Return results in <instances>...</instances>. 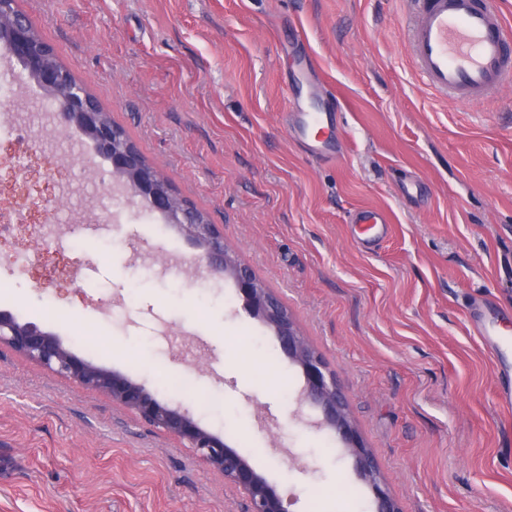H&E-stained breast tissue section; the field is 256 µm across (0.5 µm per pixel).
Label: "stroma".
<instances>
[{"label":"stroma","mask_w":512,"mask_h":512,"mask_svg":"<svg viewBox=\"0 0 512 512\" xmlns=\"http://www.w3.org/2000/svg\"><path fill=\"white\" fill-rule=\"evenodd\" d=\"M44 42L296 317L403 512H512V411L468 313L512 333V107L425 86L402 0H18ZM329 112L313 155L288 101ZM0 52V309L122 372L244 452L290 512H372L300 369L199 267L186 234L112 195L78 131ZM383 210L373 239L349 221ZM188 373L189 391L161 380ZM224 396L207 412L204 399ZM174 436L0 347V512H247ZM350 223L368 224L370 229L377 233H384L387 230L388 220L372 208H361L356 210L350 217Z\"/></svg>","instance_id":"1"}]
</instances>
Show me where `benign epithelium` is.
Wrapping results in <instances>:
<instances>
[{"label":"benign epithelium","instance_id":"1","mask_svg":"<svg viewBox=\"0 0 512 512\" xmlns=\"http://www.w3.org/2000/svg\"><path fill=\"white\" fill-rule=\"evenodd\" d=\"M6 9V26H0V48L21 65L31 82L52 102L51 119L56 129L66 133L78 130L91 143L93 151L107 160L117 184L126 195L139 198L145 210L157 214L164 223L182 231L200 250L199 266L211 275L233 280L249 315L268 327L276 336L282 352L298 366L304 377L302 401L321 411L318 427L333 431L353 457L359 477L369 486L374 498L373 512H402L389 491L383 475L353 421L347 397L322 356L302 335L293 315L247 267L241 265L224 246V233L191 203L178 197L171 182L160 172L151 176L143 169V155L125 130L109 123L105 113L89 100L87 89L74 80L65 92L66 71L47 60L33 41L34 25L22 12ZM35 361L69 378L79 386L110 397L143 422L178 438L224 480L247 499L248 512H288L284 497L250 463L249 457L229 446L224 439L201 426L186 409L158 397L143 384L121 372L108 370L64 346L55 334L33 323L20 322L14 315L0 311V346Z\"/></svg>","mask_w":512,"mask_h":512}]
</instances>
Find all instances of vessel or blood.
Returning <instances> with one entry per match:
<instances>
[{"label": "vessel or blood", "mask_w": 512, "mask_h": 512, "mask_svg": "<svg viewBox=\"0 0 512 512\" xmlns=\"http://www.w3.org/2000/svg\"><path fill=\"white\" fill-rule=\"evenodd\" d=\"M407 42L426 84L475 106L512 87V26L498 0H409Z\"/></svg>", "instance_id": "vessel-or-blood-1"}]
</instances>
